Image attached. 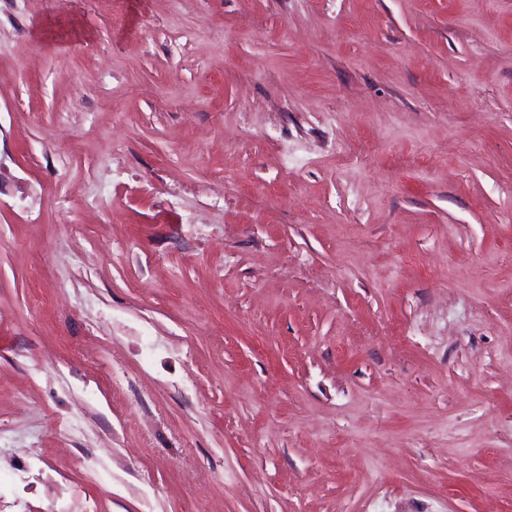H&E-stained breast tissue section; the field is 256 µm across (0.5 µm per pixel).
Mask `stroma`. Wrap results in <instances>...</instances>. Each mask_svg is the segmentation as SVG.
I'll return each instance as SVG.
<instances>
[{
	"label": "stroma",
	"mask_w": 512,
	"mask_h": 512,
	"mask_svg": "<svg viewBox=\"0 0 512 512\" xmlns=\"http://www.w3.org/2000/svg\"><path fill=\"white\" fill-rule=\"evenodd\" d=\"M512 512V0H0V512Z\"/></svg>",
	"instance_id": "35a3bbf8"
}]
</instances>
